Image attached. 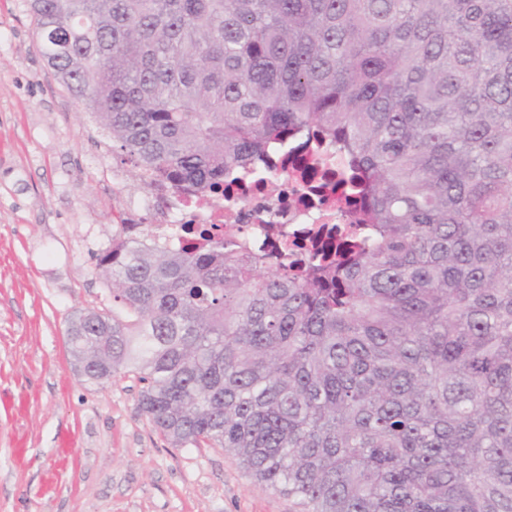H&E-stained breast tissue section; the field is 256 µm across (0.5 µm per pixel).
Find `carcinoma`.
<instances>
[{"label": "carcinoma", "mask_w": 512, "mask_h": 512, "mask_svg": "<svg viewBox=\"0 0 512 512\" xmlns=\"http://www.w3.org/2000/svg\"><path fill=\"white\" fill-rule=\"evenodd\" d=\"M42 56L161 192L224 194L317 132L348 237L306 269L123 224L85 381L300 512H512V0H29Z\"/></svg>", "instance_id": "carcinoma-1"}]
</instances>
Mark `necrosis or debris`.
<instances>
[{
  "instance_id": "necrosis-or-debris-1",
  "label": "necrosis or debris",
  "mask_w": 512,
  "mask_h": 512,
  "mask_svg": "<svg viewBox=\"0 0 512 512\" xmlns=\"http://www.w3.org/2000/svg\"><path fill=\"white\" fill-rule=\"evenodd\" d=\"M269 163L268 178L240 179L229 198L172 200L164 222L148 225L150 237L177 249L185 243V222L223 225L233 220L242 227L250 251L273 254L274 241L280 238L287 241L295 257H302L313 231L346 221L335 190L344 164L336 159L331 165L307 171L288 150L273 153Z\"/></svg>"
}]
</instances>
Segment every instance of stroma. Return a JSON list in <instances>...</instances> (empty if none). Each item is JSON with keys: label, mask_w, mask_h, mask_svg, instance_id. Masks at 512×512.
Returning <instances> with one entry per match:
<instances>
[{"label": "stroma", "mask_w": 512, "mask_h": 512, "mask_svg": "<svg viewBox=\"0 0 512 512\" xmlns=\"http://www.w3.org/2000/svg\"><path fill=\"white\" fill-rule=\"evenodd\" d=\"M162 209L48 67L28 0H0V512H298L224 448L172 447L133 375L69 363L68 317L112 310L97 254Z\"/></svg>", "instance_id": "obj_1"}]
</instances>
